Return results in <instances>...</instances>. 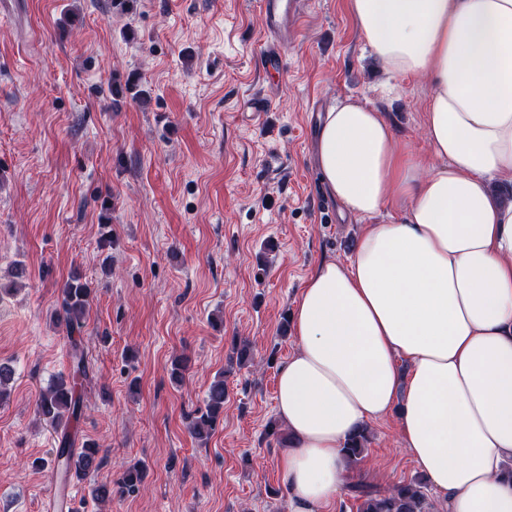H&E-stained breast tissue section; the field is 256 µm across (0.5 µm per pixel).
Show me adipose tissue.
Returning a JSON list of instances; mask_svg holds the SVG:
<instances>
[{
  "mask_svg": "<svg viewBox=\"0 0 512 512\" xmlns=\"http://www.w3.org/2000/svg\"><path fill=\"white\" fill-rule=\"evenodd\" d=\"M349 11L389 74L433 78L430 157L358 100L320 120L322 181L364 225L348 261L314 267L293 310L297 347L277 383L292 512H325L350 472L345 441L394 410L446 512H512V202L490 188L512 182V0Z\"/></svg>",
  "mask_w": 512,
  "mask_h": 512,
  "instance_id": "1",
  "label": "adipose tissue"
}]
</instances>
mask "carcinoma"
Segmentation results:
<instances>
[{
	"label": "carcinoma",
	"instance_id": "carcinoma-1",
	"mask_svg": "<svg viewBox=\"0 0 512 512\" xmlns=\"http://www.w3.org/2000/svg\"><path fill=\"white\" fill-rule=\"evenodd\" d=\"M62 313L59 320L73 331L84 324V316L90 306L91 289L78 274L72 275L61 288ZM77 370L74 375L57 376L39 395L36 411L40 417L57 429H62L61 448L57 459L62 461L76 475L86 477L97 470L102 463L100 448L95 443H85L78 452L70 448L71 441L66 434L72 421L78 418L81 410V396L78 393V377L87 376L83 353L74 352ZM224 376H219L211 383L205 410L196 416L190 425V432L203 440L215 432L224 417V400L226 399ZM369 430L362 428L349 438L343 453L352 464H357L367 450ZM145 479V471L140 466L127 468L118 482L120 492H135L140 489ZM354 498L359 501L357 512H433L434 504L427 495V482L423 479L396 483L385 489L358 482L350 486Z\"/></svg>",
	"mask_w": 512,
	"mask_h": 512
}]
</instances>
